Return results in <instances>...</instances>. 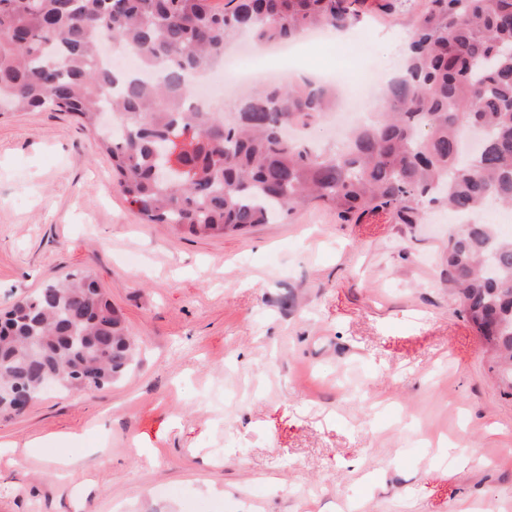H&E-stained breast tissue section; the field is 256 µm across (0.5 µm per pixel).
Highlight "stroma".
Returning a JSON list of instances; mask_svg holds the SVG:
<instances>
[{"label": "stroma", "mask_w": 512, "mask_h": 512, "mask_svg": "<svg viewBox=\"0 0 512 512\" xmlns=\"http://www.w3.org/2000/svg\"><path fill=\"white\" fill-rule=\"evenodd\" d=\"M378 3L367 53L334 36L305 65L395 70L411 13ZM447 240L315 204L224 237L145 224L79 117L1 114L0 310L90 273L141 361L0 418V512H512V391Z\"/></svg>", "instance_id": "1"}]
</instances>
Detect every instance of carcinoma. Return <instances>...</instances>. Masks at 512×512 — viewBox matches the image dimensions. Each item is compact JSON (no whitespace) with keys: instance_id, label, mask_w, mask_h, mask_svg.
I'll use <instances>...</instances> for the list:
<instances>
[{"instance_id":"obj_1","label":"carcinoma","mask_w":512,"mask_h":512,"mask_svg":"<svg viewBox=\"0 0 512 512\" xmlns=\"http://www.w3.org/2000/svg\"><path fill=\"white\" fill-rule=\"evenodd\" d=\"M365 0H0V112L78 115L112 156L117 185L145 224L221 237L320 203L343 223L390 210L419 224L446 208L472 216L512 206V0H428L375 121L346 148L286 129L320 124L336 85H262L231 119L192 102L188 77L224 58L245 30L255 47L360 22ZM151 68L153 82L103 65L105 44ZM110 112L115 132L97 117ZM188 136L179 144L176 138ZM185 167L162 179L158 147ZM448 288L512 388V237L475 222L448 236ZM30 321L0 313V417L15 387L36 396L100 389L136 360L122 315L90 275L68 274L20 299Z\"/></svg>"}]
</instances>
